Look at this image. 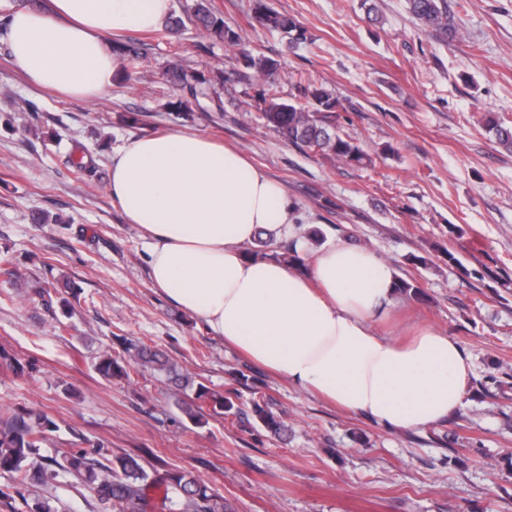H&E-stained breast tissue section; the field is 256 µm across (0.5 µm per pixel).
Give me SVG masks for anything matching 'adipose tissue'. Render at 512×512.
Returning <instances> with one entry per match:
<instances>
[{
  "mask_svg": "<svg viewBox=\"0 0 512 512\" xmlns=\"http://www.w3.org/2000/svg\"><path fill=\"white\" fill-rule=\"evenodd\" d=\"M172 0H50L8 16L11 62L34 87L93 102L114 84L115 34L157 29ZM109 193L149 240V276L176 306L242 353L345 411L389 429L448 419L471 374L459 342L418 326L381 335L392 266L340 240L312 248L281 182L198 133L143 135L112 155ZM288 236L307 269L250 254L258 235Z\"/></svg>",
  "mask_w": 512,
  "mask_h": 512,
  "instance_id": "1",
  "label": "adipose tissue"
}]
</instances>
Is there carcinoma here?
Instances as JSON below:
<instances>
[{
    "instance_id": "1",
    "label": "carcinoma",
    "mask_w": 512,
    "mask_h": 512,
    "mask_svg": "<svg viewBox=\"0 0 512 512\" xmlns=\"http://www.w3.org/2000/svg\"><path fill=\"white\" fill-rule=\"evenodd\" d=\"M407 8L420 26L451 40L457 37L458 29L448 13L447 0H407ZM255 19L267 29L288 37L290 49L308 40L306 28L295 16L267 6L264 0H256ZM189 25L199 34L224 44L227 51L239 53L246 67L254 71L255 78L268 80L278 75L281 62L242 49L244 38L241 32L224 22V17L214 9L210 0H193L181 14L171 15L165 22L164 34L177 36ZM115 51L121 58V77L124 79L138 72L147 56L145 43L138 38L118 43ZM162 79L179 92L177 100L170 103L173 111L191 112L195 107L224 111V101L215 90L214 77L189 70L177 60L166 66ZM259 106L265 125L301 150L326 162L354 167L372 165L368 153L338 133V101L326 89L304 87L290 100L263 95ZM484 126L500 147L512 152V125L488 117ZM126 352L124 359L108 353L99 357L97 369L104 378L127 377L132 365L148 364L177 386L175 404L184 418L193 424L207 422L205 406L226 419L245 415L238 389L230 388L219 393L199 383L194 396L186 399L181 397L180 391L192 382L163 353L132 342ZM250 417L254 424L276 435L286 432L284 424L261 398L252 400ZM55 428L57 424L53 420L33 410L0 420V471L12 474L16 495L22 500L25 512H57L52 497H37L31 503L24 491L31 485H46L58 478L80 482L103 506V512H146V490L157 485L164 487V494L176 495L180 512H231L224 497L190 472L168 471L161 476H152L138 458L113 456L105 448H69L54 456L39 454L46 432Z\"/></svg>"
}]
</instances>
